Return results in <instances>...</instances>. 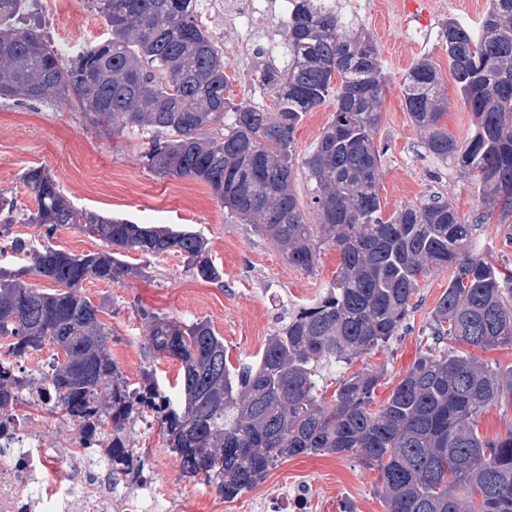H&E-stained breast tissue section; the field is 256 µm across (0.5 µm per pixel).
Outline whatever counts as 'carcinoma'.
Instances as JSON below:
<instances>
[{
    "label": "carcinoma",
    "instance_id": "carcinoma-1",
    "mask_svg": "<svg viewBox=\"0 0 512 512\" xmlns=\"http://www.w3.org/2000/svg\"><path fill=\"white\" fill-rule=\"evenodd\" d=\"M108 36L63 57L22 21L25 0H0V101L74 102L97 127L142 140L146 167L203 182L227 211L275 243L288 263L316 268L321 249L340 254L335 279L315 305L279 320L255 362L228 360L206 320L176 321L141 309L145 347L180 363L177 393L146 369L132 383L112 359V332L81 294L87 281L141 275L125 257L174 252L205 282L222 280L195 231L138 224L74 205L44 166L22 183L34 209L0 192V234L25 260L0 268V339L21 357L46 348L53 411L60 419L104 420L112 429V477L142 458L130 429L150 419L176 454L181 477L226 501L253 489L278 462L310 454L354 457L377 469L385 512H512V429L480 435L477 420L512 401V368L501 374L453 344L512 346V268L474 250L475 225L453 204L407 205L386 218L378 193L380 151L373 133L384 96L378 46L343 21L332 0H294L288 64L263 68L258 82L275 111L225 96L224 56L199 0H90ZM444 41L463 103L476 119L462 144L439 128L448 100L426 57L410 68L403 100L426 148L455 161L489 205L512 211V0H489L480 30L450 21ZM336 97V115L301 159L314 183L319 223L308 224L294 189V133L305 113ZM39 236L11 235L15 224ZM81 225L103 248L73 253L52 244L58 228ZM452 270L448 291L422 330L427 350L394 384L363 370L318 395L322 367L351 364L401 334L417 307L419 283ZM51 282L44 291L30 277Z\"/></svg>",
    "mask_w": 512,
    "mask_h": 512
}]
</instances>
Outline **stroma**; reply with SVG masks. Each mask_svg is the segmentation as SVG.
I'll use <instances>...</instances> for the list:
<instances>
[{"mask_svg":"<svg viewBox=\"0 0 512 512\" xmlns=\"http://www.w3.org/2000/svg\"><path fill=\"white\" fill-rule=\"evenodd\" d=\"M359 2L335 0L337 11L369 32L381 54L387 90L374 141L383 151L379 193L385 215L408 204L440 198L476 225L481 255L498 267L512 265V246L506 241L512 232V213L506 215L498 209L487 212L475 186L461 177L454 164L427 151L426 135L411 122L402 96L412 63L430 58L443 79L448 99L440 126L457 141L467 139L474 118L464 107L452 76L442 29L449 20L477 27L487 0H373L374 6L368 11L360 9ZM25 11L41 22L46 37L64 55L71 48L100 42L107 33L105 21L90 11L87 0H57L50 12L43 10L39 0H27ZM210 27L224 54L232 102L272 110L275 102L257 78L267 63L284 66L285 54L271 60L263 56L252 66L236 67L234 48L242 38L241 30L217 18L211 20ZM335 111L336 101L330 98L304 116L294 133L296 156L313 150ZM39 165L57 176L65 194L78 207L139 224L198 231L208 239L212 258L223 272L221 281L202 282L188 271L179 254L146 258L133 251L127 260L143 267L144 277L112 285L84 283L83 295L103 305L99 317L112 331V355L133 381L143 370L152 369L159 383L169 389L180 369L175 359L149 355L137 308L184 322L209 321L223 336L230 363L254 360L276 330L277 316L318 302L340 263L338 251L328 247L322 249L314 271L288 264L277 246L231 217L205 185L188 178H163L149 171L138 140L112 137L73 107L0 103V190L12 192L21 204L31 205L21 177L27 168ZM450 276V271L443 270L421 281L419 306L402 336L352 364L323 369L319 384L326 396H333L340 378L365 368H380L385 378L376 397L386 400L393 380L401 378L418 357L421 329L447 290ZM133 439L145 456L160 460L156 485L161 494L176 497L180 512H264L265 502L299 490L307 496L305 512H384L376 488L377 471L354 459L319 454L293 457L277 463L256 488L227 501L211 486L180 479L175 457L156 430L138 424Z\"/></svg>","mask_w":512,"mask_h":512,"instance_id":"obj_1","label":"stroma"}]
</instances>
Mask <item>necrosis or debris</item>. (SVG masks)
Masks as SVG:
<instances>
[{
  "instance_id": "4bbe7bcc",
  "label": "necrosis or debris",
  "mask_w": 512,
  "mask_h": 512,
  "mask_svg": "<svg viewBox=\"0 0 512 512\" xmlns=\"http://www.w3.org/2000/svg\"><path fill=\"white\" fill-rule=\"evenodd\" d=\"M268 5L261 0H226L227 24L245 37L235 56L245 64L256 44L255 30ZM0 369L30 376L16 398L40 405L41 422L9 408L0 411V512H177L174 498L159 499L150 475L116 480L106 458L111 432H88L77 420L59 423L52 413L54 394L44 358L0 361Z\"/></svg>"
}]
</instances>
